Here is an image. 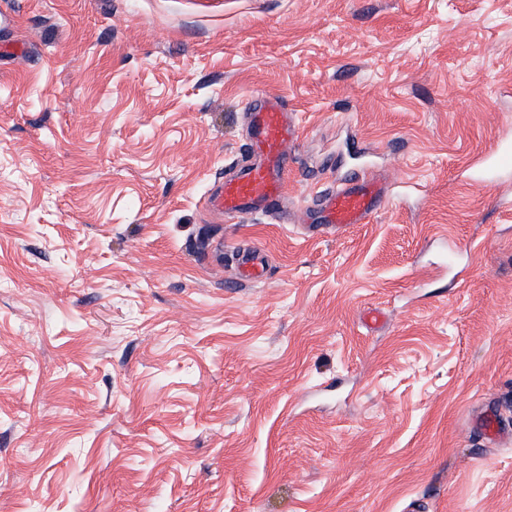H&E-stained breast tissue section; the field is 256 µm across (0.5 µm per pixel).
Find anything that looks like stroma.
Returning <instances> with one entry per match:
<instances>
[{"mask_svg": "<svg viewBox=\"0 0 512 512\" xmlns=\"http://www.w3.org/2000/svg\"><path fill=\"white\" fill-rule=\"evenodd\" d=\"M0 14V512H512V0ZM256 89L285 212L229 221ZM354 143L387 198L307 237ZM512 150L507 141H499L489 152L479 156L471 165H478V171L503 169L511 162Z\"/></svg>", "mask_w": 512, "mask_h": 512, "instance_id": "1", "label": "stroma"}]
</instances>
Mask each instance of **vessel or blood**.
Listing matches in <instances>:
<instances>
[{"label": "vessel or blood", "mask_w": 512, "mask_h": 512, "mask_svg": "<svg viewBox=\"0 0 512 512\" xmlns=\"http://www.w3.org/2000/svg\"><path fill=\"white\" fill-rule=\"evenodd\" d=\"M249 135L233 171L221 179L205 198L209 211L235 219L244 214L280 210L291 169L287 147L299 127L281 97L253 91L248 102ZM479 170L501 169L512 164V144L501 141L476 160ZM383 184L365 172L353 173L335 187L317 192L323 219L310 225L311 234L334 235L353 224L366 223L382 203Z\"/></svg>", "instance_id": "1"}]
</instances>
